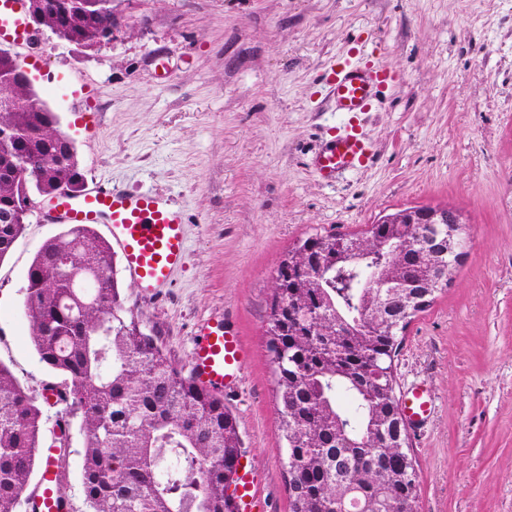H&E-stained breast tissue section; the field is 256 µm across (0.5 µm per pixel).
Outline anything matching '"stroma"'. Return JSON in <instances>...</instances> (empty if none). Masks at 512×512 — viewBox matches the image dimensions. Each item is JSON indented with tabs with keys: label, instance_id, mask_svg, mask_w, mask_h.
<instances>
[{
	"label": "stroma",
	"instance_id": "obj_1",
	"mask_svg": "<svg viewBox=\"0 0 512 512\" xmlns=\"http://www.w3.org/2000/svg\"><path fill=\"white\" fill-rule=\"evenodd\" d=\"M111 40L81 47L38 31V96L77 149L86 179L149 189L184 212L185 265L165 299L123 297L177 366L194 335L228 318L247 353L227 401L243 460L269 512H291L286 452L266 349L277 264L315 233L360 234L400 209L451 207L464 255L402 333L397 391L425 386L433 413L413 439L419 512H512V0H114ZM370 61L397 80L359 116L372 164L324 183L311 160L342 129L321 83L331 63ZM60 73L93 85L95 135L71 127L84 100L50 90ZM57 224L28 215L0 262V363L42 405L62 375L40 362L23 301L27 272Z\"/></svg>",
	"mask_w": 512,
	"mask_h": 512
}]
</instances>
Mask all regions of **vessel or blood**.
<instances>
[{
	"label": "vessel or blood",
	"instance_id": "b4317fda",
	"mask_svg": "<svg viewBox=\"0 0 512 512\" xmlns=\"http://www.w3.org/2000/svg\"><path fill=\"white\" fill-rule=\"evenodd\" d=\"M32 38L22 0H0V41L25 47ZM386 79L383 68L353 65L327 72L322 82L337 111L355 114L370 110L375 88ZM372 160L364 136L352 127L324 140L312 164L319 177L330 182L337 174L364 168ZM57 206L55 223L107 226L127 273L144 298L161 299L173 271L185 263L184 216L159 195L110 189L93 181L80 195L59 197ZM246 359L238 337L225 324L207 325L194 338L190 373L199 385L229 398L243 384ZM401 411L409 428L423 433L432 414L428 392L419 386L409 388L402 398ZM55 482L56 470L53 464H46L40 473L38 512H57ZM260 482L256 471L238 466L237 512H263L258 496Z\"/></svg>",
	"mask_w": 512,
	"mask_h": 512
}]
</instances>
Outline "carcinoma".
I'll use <instances>...</instances> for the list:
<instances>
[{"label":"carcinoma","instance_id":"obj_1","mask_svg":"<svg viewBox=\"0 0 512 512\" xmlns=\"http://www.w3.org/2000/svg\"><path fill=\"white\" fill-rule=\"evenodd\" d=\"M112 0H53L41 23L59 39L90 47L108 40ZM19 65L0 49V262L27 219L30 190L50 194L66 183L82 192L85 177L73 141ZM399 224L375 223L360 242L362 259L336 258L338 233L315 234L288 253L297 266L320 256L322 282L283 275L270 286L267 350L286 445L291 512H418V473L407 435L384 442L379 424L395 408L392 369L398 333L432 302V289L385 333L367 324L379 270L393 286L427 275L398 265L397 250L415 252ZM24 311L41 362L65 377V418H80L81 486L87 512H235L228 476L242 455L236 418L224 398L182 373L169 351L127 315L115 252L91 224H69L47 239L28 272ZM351 328L336 334V323ZM42 408L0 363V512L36 509L32 478L40 459Z\"/></svg>","mask_w":512,"mask_h":512}]
</instances>
